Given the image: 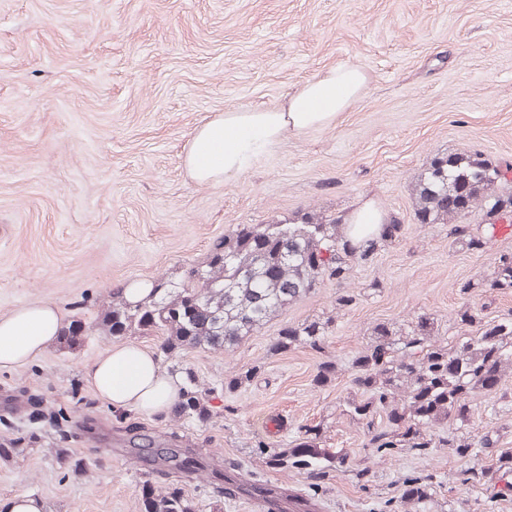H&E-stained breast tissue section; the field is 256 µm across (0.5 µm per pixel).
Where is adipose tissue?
<instances>
[{
	"label": "adipose tissue",
	"instance_id": "obj_1",
	"mask_svg": "<svg viewBox=\"0 0 512 512\" xmlns=\"http://www.w3.org/2000/svg\"><path fill=\"white\" fill-rule=\"evenodd\" d=\"M365 83L361 69L340 64L304 83L283 107L221 113L195 131L184 163L200 184L239 176L286 136L335 125ZM62 326V313L49 302L30 303L0 316V369L42 355ZM87 381L103 401L148 414L165 411L182 394L177 376L135 343L112 347L99 356L87 371Z\"/></svg>",
	"mask_w": 512,
	"mask_h": 512
}]
</instances>
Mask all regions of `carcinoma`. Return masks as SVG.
Here are the masks:
<instances>
[{
  "instance_id": "obj_1",
  "label": "carcinoma",
  "mask_w": 512,
  "mask_h": 512,
  "mask_svg": "<svg viewBox=\"0 0 512 512\" xmlns=\"http://www.w3.org/2000/svg\"><path fill=\"white\" fill-rule=\"evenodd\" d=\"M512 165L491 166L469 154L433 160L416 183L417 213L426 224H448V234L471 251H482L489 238L475 235L458 220L474 211L485 218L499 216L512 228V194L495 192ZM390 230L359 241L352 239L345 219H326L307 212L290 223L243 224L217 241L208 260L186 269L182 280L157 279V297L138 305L114 296L97 326L112 337L132 334L164 337L167 355L188 349H224L253 335L288 305L310 294L324 278L342 283L352 264L368 259L383 242L399 237L401 225L391 220ZM487 286L512 288V253L498 257ZM477 314L465 306L458 313L461 329L451 348L431 343L432 328L420 319L400 334L385 324L374 328L375 341L355 358L352 384L360 397L348 403L352 419L367 425V448H435L448 446L459 455L470 445L436 435L434 427L454 421L465 425L471 415L469 396L494 391L512 368V318L487 324L477 335L467 328ZM79 321L63 327L61 344L81 347ZM329 322L284 326L272 345L286 352L293 346H316L327 335ZM184 388L178 413L209 417L197 391ZM383 411L388 427H373V414ZM329 460L315 439L293 445L288 455L271 458L274 465L309 466ZM429 494L427 484L406 481L401 500L419 504ZM142 512H193L176 491L145 493Z\"/></svg>"
}]
</instances>
